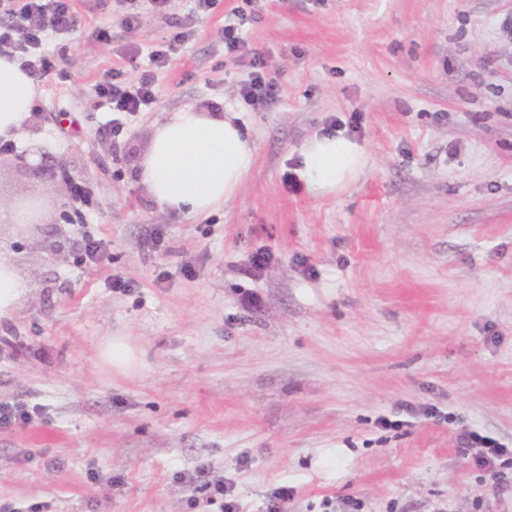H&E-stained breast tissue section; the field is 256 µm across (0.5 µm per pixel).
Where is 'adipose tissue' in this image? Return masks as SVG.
Instances as JSON below:
<instances>
[{
	"mask_svg": "<svg viewBox=\"0 0 512 512\" xmlns=\"http://www.w3.org/2000/svg\"><path fill=\"white\" fill-rule=\"evenodd\" d=\"M36 95L31 77L0 56V137H15ZM254 147L231 116L191 110L155 126L138 175L160 206L187 216L209 213L236 195L254 164ZM301 173L313 191L332 193L360 173L364 153L339 135L304 146Z\"/></svg>",
	"mask_w": 512,
	"mask_h": 512,
	"instance_id": "adipose-tissue-1",
	"label": "adipose tissue"
}]
</instances>
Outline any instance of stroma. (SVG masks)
<instances>
[{"mask_svg": "<svg viewBox=\"0 0 512 512\" xmlns=\"http://www.w3.org/2000/svg\"><path fill=\"white\" fill-rule=\"evenodd\" d=\"M74 6L0 154V258L29 286L0 321V402L35 410L0 426V512H220L218 479L241 512L285 484L288 512H512L458 444L473 430L512 448V0ZM238 6L281 86L268 109L224 52ZM178 33L148 111L99 105L98 81L135 77ZM181 110L233 113L255 148L236 196L202 216L158 208L137 177ZM323 133L365 154L328 195L298 173ZM21 153L68 179L29 178ZM75 182L91 192L78 226L57 211ZM26 197L47 207L15 223ZM87 231L107 245L94 264ZM112 336L137 372L101 363Z\"/></svg>", "mask_w": 512, "mask_h": 512, "instance_id": "obj_1", "label": "stroma"}]
</instances>
